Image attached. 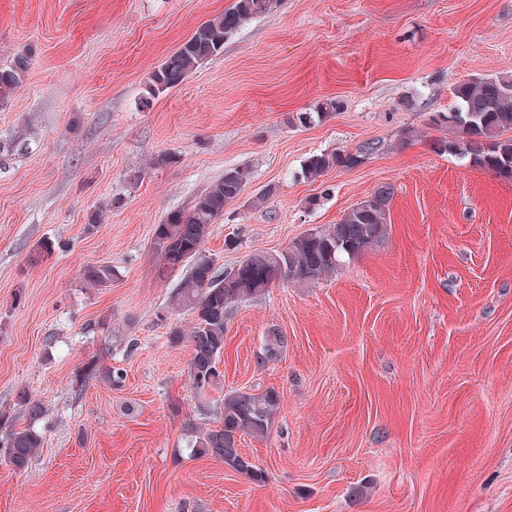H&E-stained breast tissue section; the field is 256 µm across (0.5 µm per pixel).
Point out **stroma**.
Returning a JSON list of instances; mask_svg holds the SVG:
<instances>
[{
	"mask_svg": "<svg viewBox=\"0 0 512 512\" xmlns=\"http://www.w3.org/2000/svg\"><path fill=\"white\" fill-rule=\"evenodd\" d=\"M233 2L0 0V65L30 57L0 99V141L20 145L0 165V439L43 436L26 469L0 456V512H512V181L434 152L426 126L455 83L512 76V0H277L152 92ZM325 99L342 109L299 122ZM374 139L362 165L303 177L308 156ZM236 167L244 192L203 244L222 271L394 195L379 243L234 307L224 379L200 395L154 231ZM274 330L287 346L261 362ZM92 359L121 386L76 390ZM266 389L269 432L241 441L266 483L191 455L225 394ZM276 0H235L224 14L202 23L151 74V89L164 92L180 85L202 64L221 56L224 41L246 23L269 13Z\"/></svg>",
	"mask_w": 512,
	"mask_h": 512,
	"instance_id": "1",
	"label": "stroma"
}]
</instances>
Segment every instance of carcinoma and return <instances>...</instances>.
<instances>
[{
  "instance_id": "cac0c4a2",
  "label": "carcinoma",
  "mask_w": 512,
  "mask_h": 512,
  "mask_svg": "<svg viewBox=\"0 0 512 512\" xmlns=\"http://www.w3.org/2000/svg\"><path fill=\"white\" fill-rule=\"evenodd\" d=\"M276 0H235L224 14L202 23L194 33L151 74V89L164 92L180 85L202 64L221 56L224 41L246 23L269 13ZM30 65L26 54L16 56L0 67V98L9 96L21 85ZM456 106L438 113L432 126L448 129L450 136L432 142L434 151L465 159L476 168L512 179V77H484L455 84ZM342 107L336 99L317 104L312 112L299 116L302 123L325 120ZM385 148L381 141H369L348 153L313 154L303 166V175L315 180L333 167L355 168ZM247 173L241 168L224 172L187 210L169 213L157 225L155 236L165 268L186 269L171 305L194 314L195 323L188 336L191 345L189 380L200 393L221 383L218 370L224 353L227 320L240 302L261 297L270 285L281 279L298 283L318 281L336 271L344 262L372 245L387 233V212L393 188L381 185L364 201L347 212L339 223L303 235L287 248L274 253L255 254L242 262L236 272H221L205 254L203 243L211 224L224 216L226 206L243 194ZM85 280L94 286L112 280L108 265L84 269ZM287 345V337L275 334L267 340L264 358L273 359ZM99 377L119 385L121 373L100 368L91 362L76 376L75 387L82 391L86 380ZM280 401L278 392H230L224 395L222 423L196 432L191 453L224 462L235 472L256 484L266 482V474L242 453V437L267 435L273 412ZM42 435L27 427L10 429L3 442L4 455L17 470L28 467Z\"/></svg>"
}]
</instances>
